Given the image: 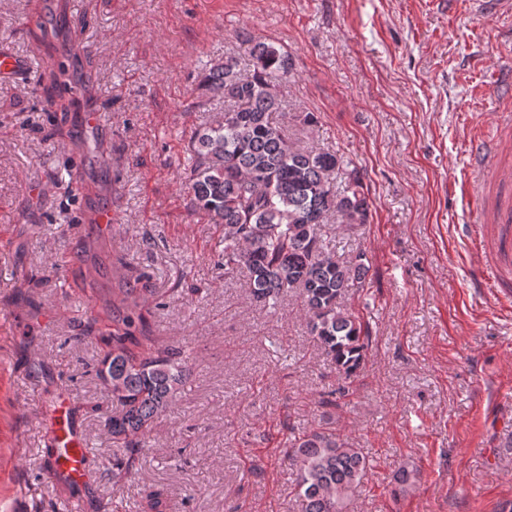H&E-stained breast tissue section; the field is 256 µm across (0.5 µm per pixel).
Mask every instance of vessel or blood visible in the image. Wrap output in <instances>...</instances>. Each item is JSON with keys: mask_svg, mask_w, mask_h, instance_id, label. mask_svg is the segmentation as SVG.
<instances>
[{"mask_svg": "<svg viewBox=\"0 0 512 512\" xmlns=\"http://www.w3.org/2000/svg\"><path fill=\"white\" fill-rule=\"evenodd\" d=\"M512 142V113L500 115L497 142L477 141L468 147L471 160L489 165L492 181L481 184L473 193L471 224L479 232H491L494 245L490 261L477 267L478 281L491 287L507 289L512 285V155L503 152ZM68 397L59 394L50 420L49 445L56 448L58 473L77 486L90 479L88 453L84 442L68 418Z\"/></svg>", "mask_w": 512, "mask_h": 512, "instance_id": "1", "label": "vessel or blood"}]
</instances>
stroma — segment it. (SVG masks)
I'll use <instances>...</instances> for the list:
<instances>
[{
    "label": "stroma",
    "mask_w": 512,
    "mask_h": 512,
    "mask_svg": "<svg viewBox=\"0 0 512 512\" xmlns=\"http://www.w3.org/2000/svg\"><path fill=\"white\" fill-rule=\"evenodd\" d=\"M62 2L0 0V46L29 66L0 77V313L15 320L0 331V512H58L68 499L43 422L63 389L91 447L86 512H153L156 489L163 512H300L284 451L311 428L341 433L369 461L349 512H512V297L472 276L485 255L461 190L470 139L494 136L503 109L498 22L466 0L453 14L440 0ZM59 28L63 50L40 51L43 30ZM248 36L291 59L275 120L363 173L368 223L322 227L340 258L367 267L342 306L370 326L362 370L328 405L340 375L297 291L273 310L254 302L245 278L219 266L223 234L182 184L194 129L224 113L200 75L227 56L248 68ZM69 57L90 66L94 107L112 118L87 131L84 153L71 126L50 120L43 90ZM75 168L105 185L115 219L89 270L58 262L96 235ZM123 275L148 289L158 340L195 356L129 472L108 466L112 439L84 411L108 400L86 367L116 327L99 310ZM404 467L417 480L397 495Z\"/></svg>",
    "instance_id": "1"
}]
</instances>
